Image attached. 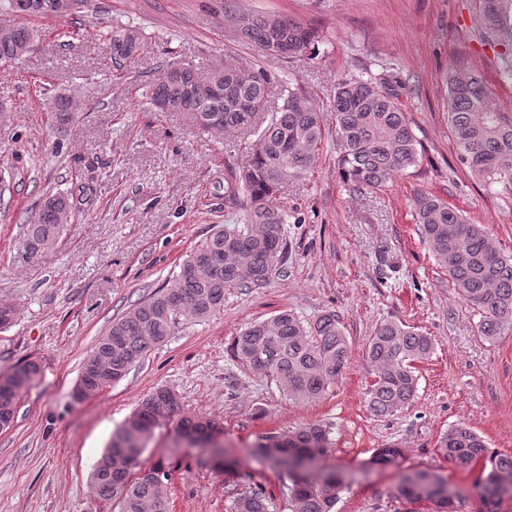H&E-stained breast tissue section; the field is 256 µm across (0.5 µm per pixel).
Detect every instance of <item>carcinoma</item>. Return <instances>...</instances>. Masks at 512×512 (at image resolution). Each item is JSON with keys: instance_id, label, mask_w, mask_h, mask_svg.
<instances>
[{"instance_id": "carcinoma-1", "label": "carcinoma", "mask_w": 512, "mask_h": 512, "mask_svg": "<svg viewBox=\"0 0 512 512\" xmlns=\"http://www.w3.org/2000/svg\"><path fill=\"white\" fill-rule=\"evenodd\" d=\"M61 0H0V63L29 53L38 30L16 17L53 19L65 16ZM479 22L490 38H512V0H479ZM224 26L247 44L288 57H304L321 36L288 16L270 22L263 15L243 18L224 6ZM142 32L116 25L108 33L115 69L139 52ZM448 88V119L471 173L493 189L512 185V116L490 105L491 93L481 73L471 67L452 68L444 77ZM269 80L264 72L232 64L200 70L192 66L165 69L149 86L150 103L159 112H179L192 125L216 134L234 132L254 137L251 151L234 174L227 200L247 203V222L226 224L200 241L180 271L153 294L144 297L97 339L83 365L79 385L95 395L123 379L150 351L173 335L182 320L203 321L224 309L226 291L260 287L271 281L286 251L283 225L288 216L272 202L282 184L302 176L319 158L323 128L314 99L290 83L281 88L282 105L267 109ZM80 104L69 92L51 101L57 127L79 114ZM337 166L353 194L385 187L417 165L420 143L402 111L396 90L387 82L346 76L336 83L333 100ZM415 220L423 241L443 263L460 298L478 311V333L487 340L512 328V255L494 248L484 228L472 223L445 200L429 194L415 199ZM68 194L47 196L38 219L26 225L25 251L36 257L55 247L61 228L69 223ZM434 351L427 334L398 320H384L370 337L366 359L373 381L367 406L378 417L407 408L417 392V364ZM349 345L339 318L326 312L306 321L290 310L248 326L234 344L244 367L273 378L288 396L309 401L321 397L348 361ZM35 362H24L4 374L10 387L0 386V429L12 425L23 391L39 374ZM175 423L178 437L208 440L222 433L215 420L183 410L177 394L158 387L112 433L108 448L91 473V489L116 502L118 512H169L168 473L144 467L140 458L157 427ZM329 431L306 423L280 433H264L252 455L286 470L290 512H333L342 491L334 476H313L304 460L319 461L330 450ZM443 456L461 466L482 463L484 512H499L504 484L512 485V455L498 454L473 430L457 426L439 440ZM397 495L410 502L427 500L446 512L452 504L448 483L429 472L402 477ZM228 512H272V502L253 488L233 489Z\"/></svg>"}]
</instances>
